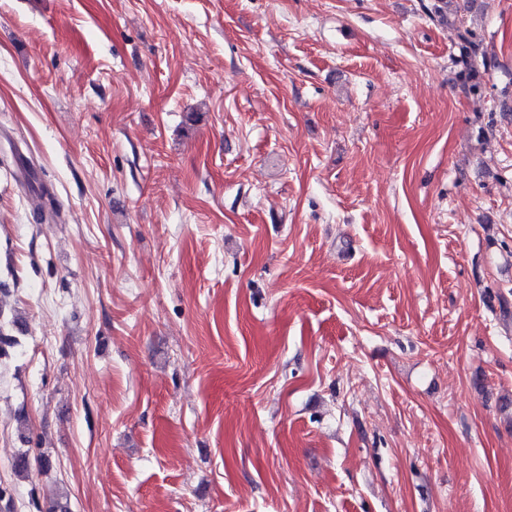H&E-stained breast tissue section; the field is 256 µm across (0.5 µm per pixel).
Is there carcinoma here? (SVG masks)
<instances>
[{"mask_svg": "<svg viewBox=\"0 0 512 512\" xmlns=\"http://www.w3.org/2000/svg\"><path fill=\"white\" fill-rule=\"evenodd\" d=\"M447 9L448 0H433V3L425 7V12L432 21L456 27L461 49V62L464 66L459 88L467 96L475 95L482 90V74L494 65V60L488 56L477 34L465 26L463 21L450 19Z\"/></svg>", "mask_w": 512, "mask_h": 512, "instance_id": "carcinoma-1", "label": "carcinoma"}]
</instances>
